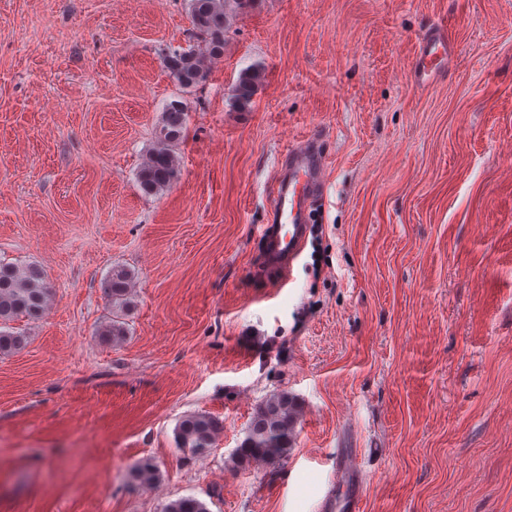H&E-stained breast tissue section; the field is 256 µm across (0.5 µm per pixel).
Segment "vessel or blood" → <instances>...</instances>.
Listing matches in <instances>:
<instances>
[{
	"label": "vessel or blood",
	"mask_w": 512,
	"mask_h": 512,
	"mask_svg": "<svg viewBox=\"0 0 512 512\" xmlns=\"http://www.w3.org/2000/svg\"><path fill=\"white\" fill-rule=\"evenodd\" d=\"M452 49L444 32L421 37L414 63L415 80L429 82L445 67ZM319 141V135L314 134L289 150L272 197L273 222L264 230V264L270 280L281 286L291 281L293 263L310 232L313 200L325 188L327 158ZM335 480L338 490L322 500L320 512H360L364 480L357 466L356 449H338Z\"/></svg>",
	"instance_id": "b4317fda"
}]
</instances>
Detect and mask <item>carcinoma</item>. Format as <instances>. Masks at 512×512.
<instances>
[{
    "mask_svg": "<svg viewBox=\"0 0 512 512\" xmlns=\"http://www.w3.org/2000/svg\"><path fill=\"white\" fill-rule=\"evenodd\" d=\"M252 0H189V15L195 33L205 43V52L196 49L174 51L165 59V67L184 89L205 82L209 75L205 56H218L224 52V35L229 25L230 12L247 8ZM261 70L249 66L239 73L231 90L230 99L235 108L243 111L251 107L261 82ZM186 111L183 103L174 101L166 105L157 126L159 146L154 149L137 179L141 191L157 194L175 182L179 163L172 150L184 135ZM133 273L123 265H115L104 282V293L112 317L103 325L100 335L114 344L129 336L127 312L133 299L131 282ZM50 298L43 272L33 264L0 262V326L20 317L35 320L43 314ZM26 337L18 332L0 329V354L19 350ZM301 406L292 394L281 391L270 395L253 414L244 440L235 450L236 466L246 469L251 463H276L288 456L292 448L295 426ZM223 423L216 417L197 412L185 416L175 429L176 447L193 457L209 453ZM131 483L149 486L160 478L158 464L151 458L137 462L129 471ZM164 512H209L206 504L194 496H182L170 501Z\"/></svg>",
    "mask_w": 512,
    "mask_h": 512,
    "instance_id": "obj_1",
    "label": "carcinoma"
}]
</instances>
